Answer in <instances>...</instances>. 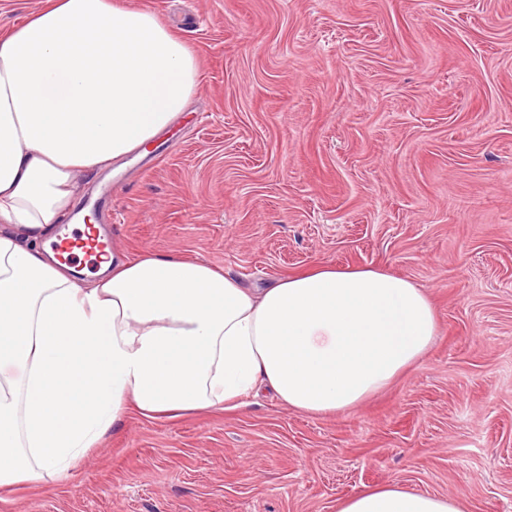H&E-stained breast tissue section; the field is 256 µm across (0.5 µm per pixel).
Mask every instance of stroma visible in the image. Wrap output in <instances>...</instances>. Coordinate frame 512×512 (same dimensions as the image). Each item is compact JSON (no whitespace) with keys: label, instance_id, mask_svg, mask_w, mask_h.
<instances>
[{"label":"stroma","instance_id":"35a3bbf8","mask_svg":"<svg viewBox=\"0 0 512 512\" xmlns=\"http://www.w3.org/2000/svg\"><path fill=\"white\" fill-rule=\"evenodd\" d=\"M193 49L161 149L114 162L112 242L260 284L320 264L429 292L420 363L343 413H129L0 512H336L399 482L512 512V0H120Z\"/></svg>","mask_w":512,"mask_h":512}]
</instances>
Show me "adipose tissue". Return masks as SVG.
Here are the masks:
<instances>
[{
	"label": "adipose tissue",
	"instance_id": "adipose-tissue-1",
	"mask_svg": "<svg viewBox=\"0 0 512 512\" xmlns=\"http://www.w3.org/2000/svg\"><path fill=\"white\" fill-rule=\"evenodd\" d=\"M197 59L149 11L49 0L0 34V486L53 477L128 412L236 410L268 391L351 409L422 359L431 297L374 268L322 265L249 288L203 262L113 252L89 278L40 236L77 211L76 174L148 145L183 112ZM338 512H461L400 483Z\"/></svg>",
	"mask_w": 512,
	"mask_h": 512
}]
</instances>
